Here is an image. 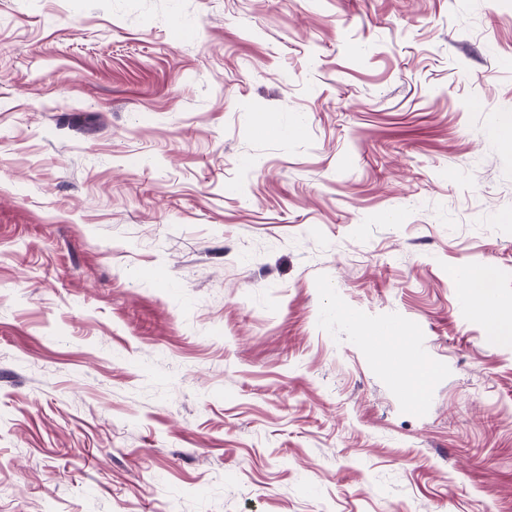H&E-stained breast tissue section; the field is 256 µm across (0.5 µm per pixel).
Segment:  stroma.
<instances>
[{"mask_svg": "<svg viewBox=\"0 0 512 512\" xmlns=\"http://www.w3.org/2000/svg\"><path fill=\"white\" fill-rule=\"evenodd\" d=\"M505 122L512 0H0V512H512ZM492 270L488 267H472L463 272V279L476 302L480 317L491 336L511 337L512 316L503 312L501 301L490 285ZM370 336L366 340L370 344L384 345L391 348L399 359L404 358L411 345L405 336L413 339L405 323H382L369 325Z\"/></svg>", "mask_w": 512, "mask_h": 512, "instance_id": "stroma-1", "label": "stroma"}]
</instances>
